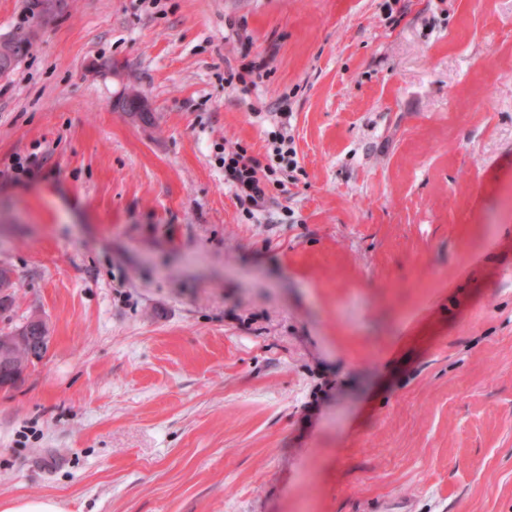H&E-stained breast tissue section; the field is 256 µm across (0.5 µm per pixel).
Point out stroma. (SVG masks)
I'll return each instance as SVG.
<instances>
[{
	"mask_svg": "<svg viewBox=\"0 0 512 512\" xmlns=\"http://www.w3.org/2000/svg\"><path fill=\"white\" fill-rule=\"evenodd\" d=\"M17 37L0 331L52 341L0 503L512 512V0H0ZM284 112L252 216L222 156L272 163ZM265 67L266 61L262 58L260 60L251 61L243 67L241 72L231 71L225 83L227 87H231L234 85V80H236L237 84L242 86L240 90L247 92L250 87L257 85L255 79H261L263 77V69ZM287 124V122L281 121L278 130L272 132L271 147L272 152L279 160V171L285 172L288 179L295 180L291 173L298 169L297 152L294 147L293 135L288 128L289 124Z\"/></svg>",
	"mask_w": 512,
	"mask_h": 512,
	"instance_id": "35a3bbf8",
	"label": "stroma"
}]
</instances>
